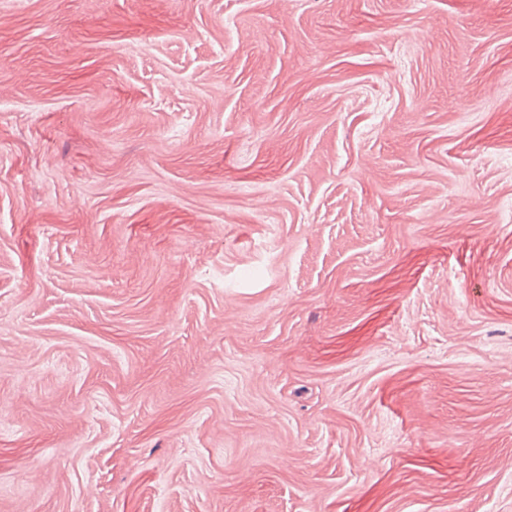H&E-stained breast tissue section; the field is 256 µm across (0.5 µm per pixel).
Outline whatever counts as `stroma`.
Masks as SVG:
<instances>
[{"label":"stroma","mask_w":512,"mask_h":512,"mask_svg":"<svg viewBox=\"0 0 512 512\" xmlns=\"http://www.w3.org/2000/svg\"><path fill=\"white\" fill-rule=\"evenodd\" d=\"M0 512H512V0H0Z\"/></svg>","instance_id":"stroma-1"}]
</instances>
